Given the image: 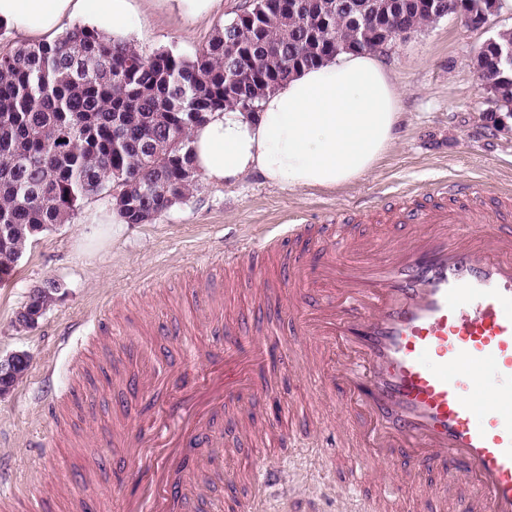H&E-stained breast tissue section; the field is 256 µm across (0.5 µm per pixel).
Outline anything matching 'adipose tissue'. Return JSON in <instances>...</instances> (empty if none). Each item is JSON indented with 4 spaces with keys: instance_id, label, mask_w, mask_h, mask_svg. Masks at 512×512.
Listing matches in <instances>:
<instances>
[{
    "instance_id": "ef3b65f1",
    "label": "adipose tissue",
    "mask_w": 512,
    "mask_h": 512,
    "mask_svg": "<svg viewBox=\"0 0 512 512\" xmlns=\"http://www.w3.org/2000/svg\"><path fill=\"white\" fill-rule=\"evenodd\" d=\"M136 0H0V25L54 37L64 18L82 17L126 40ZM401 91L378 53H343L293 74L254 112L208 114L190 132L198 175L232 184L257 173L294 190L336 188L371 173L394 143Z\"/></svg>"
}]
</instances>
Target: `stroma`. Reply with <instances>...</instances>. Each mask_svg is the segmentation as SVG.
<instances>
[{
    "instance_id": "obj_1",
    "label": "stroma",
    "mask_w": 512,
    "mask_h": 512,
    "mask_svg": "<svg viewBox=\"0 0 512 512\" xmlns=\"http://www.w3.org/2000/svg\"><path fill=\"white\" fill-rule=\"evenodd\" d=\"M244 2L223 0L220 14L192 22L139 5L127 22L131 45L145 56L163 49L194 56ZM505 28H512V14H495L482 29L449 15L388 45L382 56L402 90L401 118L393 146L358 181L292 191L257 174L227 186L201 179L187 201L152 222L89 246L82 241L85 224L113 208L102 194L82 200L69 221L28 242L12 279L0 286V355L30 357L24 377L0 394V483L16 487L11 512H24V500L39 497L52 512H97L101 497L121 512L129 487L121 482L116 448L103 441L114 424L112 404L124 395L115 367L134 373L151 353L171 352V340L153 339L152 329L176 324L204 295L209 278L223 282L214 305L225 322L259 307L260 279L217 265L216 254L261 244L292 217L316 224L333 210L388 206L410 185L434 192L445 181L467 180L512 190V117L489 115L473 65L481 45ZM50 279L62 285L56 301L33 327L20 326L17 315L30 293ZM131 316L140 319L141 333L112 343L110 331ZM49 450L65 468L49 474L40 468L38 459ZM299 467L300 481L286 482L281 500L312 486H343L340 465L303 461Z\"/></svg>"
}]
</instances>
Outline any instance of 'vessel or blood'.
I'll use <instances>...</instances> for the list:
<instances>
[{
	"mask_svg": "<svg viewBox=\"0 0 512 512\" xmlns=\"http://www.w3.org/2000/svg\"><path fill=\"white\" fill-rule=\"evenodd\" d=\"M376 224L396 225L398 243L373 232ZM284 238L279 279L261 303L291 289L288 322L311 338L312 357L299 358L275 318L260 340L243 336L205 353L179 337L181 362L198 370L193 385L162 363L124 379L144 394L150 422L109 435L132 488L123 512H222L214 486L225 454L263 439L342 461L344 512H400L397 491L413 471L432 477L421 489L430 512H512V195L453 180L400 196L379 215L365 209L289 225ZM220 293L208 284L192 312L213 333ZM280 347L290 369L322 397L338 398L334 443H324L299 400L288 403L305 422L298 430L257 424L247 412L258 370ZM480 388L493 403L477 401ZM204 440L213 450L196 458ZM393 461L404 471L386 473ZM195 463L210 481H173ZM286 464L265 457L256 485H281Z\"/></svg>",
	"mask_w": 512,
	"mask_h": 512,
	"instance_id": "obj_1",
	"label": "vessel or blood"
}]
</instances>
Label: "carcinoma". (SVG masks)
<instances>
[{"label":"carcinoma","instance_id":"obj_1","mask_svg":"<svg viewBox=\"0 0 512 512\" xmlns=\"http://www.w3.org/2000/svg\"><path fill=\"white\" fill-rule=\"evenodd\" d=\"M254 0V21L218 28L194 57H146L94 29L76 26L52 42L0 56V281L12 276L31 238L63 224L78 203L102 193L129 224H145L196 186L190 130L211 112L256 102L289 76L343 52L375 51L398 37L395 25L428 26L441 16L429 0H363L385 20L362 33L354 0ZM483 0H447L449 13ZM512 31L484 42L482 82L501 112H512V69L498 62ZM235 81L224 85V71Z\"/></svg>","mask_w":512,"mask_h":512}]
</instances>
